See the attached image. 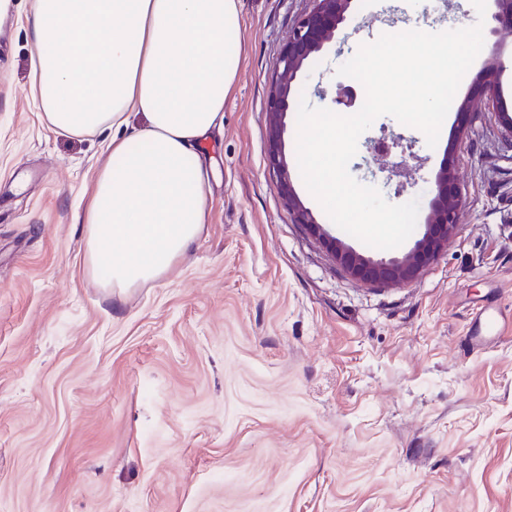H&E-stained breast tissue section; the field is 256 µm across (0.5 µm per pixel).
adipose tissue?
<instances>
[{"label":"adipose tissue","mask_w":512,"mask_h":512,"mask_svg":"<svg viewBox=\"0 0 512 512\" xmlns=\"http://www.w3.org/2000/svg\"><path fill=\"white\" fill-rule=\"evenodd\" d=\"M28 27L46 121L113 133L84 216L87 269L121 291L160 279L206 222L198 148L239 71L238 0H32Z\"/></svg>","instance_id":"1"}]
</instances>
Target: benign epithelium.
<instances>
[{
  "label": "benign epithelium",
  "instance_id": "1",
  "mask_svg": "<svg viewBox=\"0 0 512 512\" xmlns=\"http://www.w3.org/2000/svg\"><path fill=\"white\" fill-rule=\"evenodd\" d=\"M490 34L512 26V0H494ZM352 0H314V7L294 28L280 52L278 70L269 90L268 165L277 175V187L288 203L293 222L318 240L333 256L336 266L356 280L376 286L411 283L448 248V239L458 227L463 206V193L453 168L443 162L430 192V213L423 235L403 254L392 257H366L342 241L329 236L312 211L296 196L282 142L285 118L293 99L301 72L309 59L336 40V34L347 21ZM480 97L496 105L504 117V125L512 134V116L499 101L497 79L484 78Z\"/></svg>",
  "mask_w": 512,
  "mask_h": 512
}]
</instances>
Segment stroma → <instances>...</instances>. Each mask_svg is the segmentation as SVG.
<instances>
[{"label": "stroma", "mask_w": 512, "mask_h": 512, "mask_svg": "<svg viewBox=\"0 0 512 512\" xmlns=\"http://www.w3.org/2000/svg\"><path fill=\"white\" fill-rule=\"evenodd\" d=\"M353 0L340 41L301 93L396 22L477 23L472 0ZM313 0H239L242 64L215 157L208 218L170 273L117 294L84 262L80 217L110 133L48 126L31 93L29 0L0 14V512H512V133L477 102L481 51L436 146L377 118L348 170L386 201H418L449 158L463 191L447 250L415 281L373 287L340 272L293 223L266 160L268 89ZM474 98L468 126L458 111ZM284 151L300 201L336 226ZM407 146L398 189L367 146ZM500 335L471 344L480 308Z\"/></svg>", "instance_id": "1"}]
</instances>
